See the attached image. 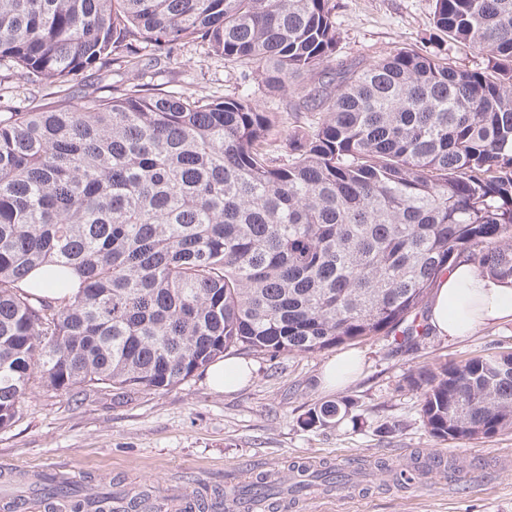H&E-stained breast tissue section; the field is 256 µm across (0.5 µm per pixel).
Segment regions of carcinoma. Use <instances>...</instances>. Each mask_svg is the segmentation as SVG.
I'll return each mask as SVG.
<instances>
[{
	"mask_svg": "<svg viewBox=\"0 0 512 512\" xmlns=\"http://www.w3.org/2000/svg\"><path fill=\"white\" fill-rule=\"evenodd\" d=\"M334 0H0V61L32 82L137 64L139 44H206L250 65L263 93L309 77L320 114L283 138L249 97L129 84L0 118V431L35 385L77 402L168 390L235 350L312 355L430 334L427 298L458 259L512 284V0H435L434 28L483 70L401 49L338 62ZM72 295L25 286L52 281ZM407 385L440 441L512 430V353L424 366ZM309 409L307 427L351 413ZM420 468L397 469L398 485ZM355 474L325 465L190 496L213 512L280 504ZM48 512H164L141 491L92 497L53 473L8 475Z\"/></svg>",
	"mask_w": 512,
	"mask_h": 512,
	"instance_id": "carcinoma-1",
	"label": "carcinoma"
}]
</instances>
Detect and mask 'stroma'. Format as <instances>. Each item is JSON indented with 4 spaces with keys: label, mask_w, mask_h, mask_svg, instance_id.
<instances>
[{
    "label": "stroma",
    "mask_w": 512,
    "mask_h": 512,
    "mask_svg": "<svg viewBox=\"0 0 512 512\" xmlns=\"http://www.w3.org/2000/svg\"><path fill=\"white\" fill-rule=\"evenodd\" d=\"M337 58L373 61L402 48L447 54L453 64L481 69L483 53L437 36L434 0H335ZM125 70H88L65 93L28 81L0 63V116L19 107L40 111L74 103L92 89L121 86ZM148 87L207 99L257 97L261 107L284 119L281 135L299 132L313 120L297 105L296 88L267 97L245 65L190 43L147 68ZM361 358L360 369L343 388L328 392L320 383L334 349L276 359L251 357L254 372L235 391H218L197 372L183 383L124 403L94 395L74 402L63 392L36 391L20 420L0 431V464L23 471H51L79 483L111 480L113 489L150 486L158 498L178 488L242 485L259 473L288 477L294 461L369 469L368 492L348 498L304 496L291 512H512V432L491 438L440 442L421 418L419 392L405 379L419 367L457 365L475 356L512 352V323L487 326L463 339L431 335L408 350H395L380 337L345 344ZM351 400L352 418L308 428L306 411L325 401ZM441 456L454 471L433 473L420 484L400 488L389 467ZM382 461L386 470H374Z\"/></svg>",
    "instance_id": "stroma-1"
}]
</instances>
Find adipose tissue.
<instances>
[{
	"mask_svg": "<svg viewBox=\"0 0 512 512\" xmlns=\"http://www.w3.org/2000/svg\"><path fill=\"white\" fill-rule=\"evenodd\" d=\"M512 322V286L460 259L436 284L429 322L438 336L462 338L487 324Z\"/></svg>",
	"mask_w": 512,
	"mask_h": 512,
	"instance_id": "adipose-tissue-1",
	"label": "adipose tissue"
}]
</instances>
